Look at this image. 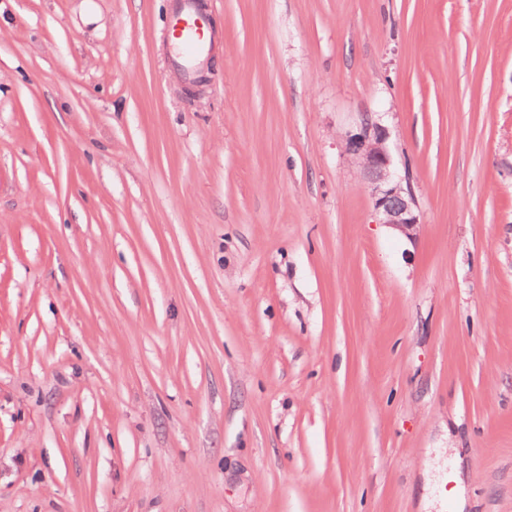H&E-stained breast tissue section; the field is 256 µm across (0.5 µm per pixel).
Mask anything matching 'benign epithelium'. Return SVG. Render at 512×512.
Listing matches in <instances>:
<instances>
[{"label": "benign epithelium", "instance_id": "obj_1", "mask_svg": "<svg viewBox=\"0 0 512 512\" xmlns=\"http://www.w3.org/2000/svg\"><path fill=\"white\" fill-rule=\"evenodd\" d=\"M389 137L386 126L367 116L357 131L346 137L345 148L370 187L380 223L414 241L421 226L418 206L409 178L396 171Z\"/></svg>", "mask_w": 512, "mask_h": 512}]
</instances>
